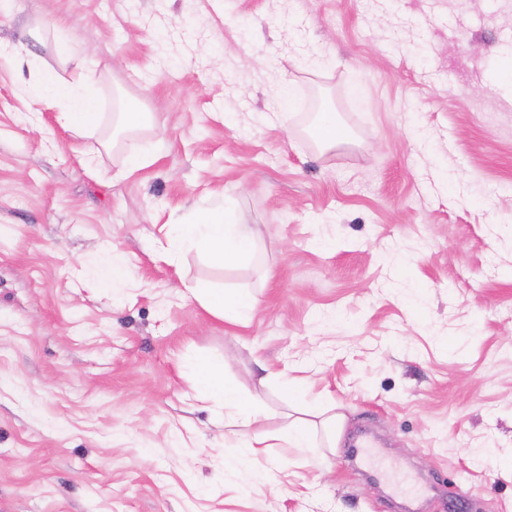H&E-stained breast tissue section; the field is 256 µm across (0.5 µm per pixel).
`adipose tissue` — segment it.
<instances>
[{
  "label": "adipose tissue",
  "instance_id": "obj_1",
  "mask_svg": "<svg viewBox=\"0 0 512 512\" xmlns=\"http://www.w3.org/2000/svg\"><path fill=\"white\" fill-rule=\"evenodd\" d=\"M0 53L30 70L31 77L23 85L24 93L36 101L55 102L60 109L59 119L65 126L79 131L93 123L97 111L96 99L90 89L93 78L83 73L79 50L68 52L70 62L80 73L79 78L71 82L62 81L54 70L38 67L26 44L14 45ZM253 241L251 225L214 208L194 212L189 223L169 225L164 256L172 262L187 247L195 246L215 262L234 265L242 260ZM187 292L209 313L232 323L244 324L252 317L253 300L196 286L188 287ZM194 374L202 391L222 401L225 411L237 415L244 425L260 423L263 401L259 395L242 392L226 383L223 369L204 359L195 361Z\"/></svg>",
  "mask_w": 512,
  "mask_h": 512
}]
</instances>
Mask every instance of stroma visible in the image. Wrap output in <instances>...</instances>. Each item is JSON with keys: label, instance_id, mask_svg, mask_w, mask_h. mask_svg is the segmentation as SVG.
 Instances as JSON below:
<instances>
[{"label": "stroma", "instance_id": "obj_1", "mask_svg": "<svg viewBox=\"0 0 512 512\" xmlns=\"http://www.w3.org/2000/svg\"><path fill=\"white\" fill-rule=\"evenodd\" d=\"M20 42L68 82L81 51L98 114L63 129L0 62V512H512V0H0ZM220 205L248 259L167 264L170 218ZM199 357L266 431L326 398L337 447L226 469L255 430ZM130 277V271L127 268L122 256L119 253L112 252L110 258L98 272V280L102 288H116ZM187 293L211 314L222 317L235 324H246L252 317L253 299H243L238 296H228L224 292H215L210 288L186 286ZM194 374L202 391L223 402L224 411L237 415L246 426L260 423L263 401L258 394L244 393L237 387L224 382V370L219 366L197 359Z\"/></svg>", "mask_w": 512, "mask_h": 512}]
</instances>
